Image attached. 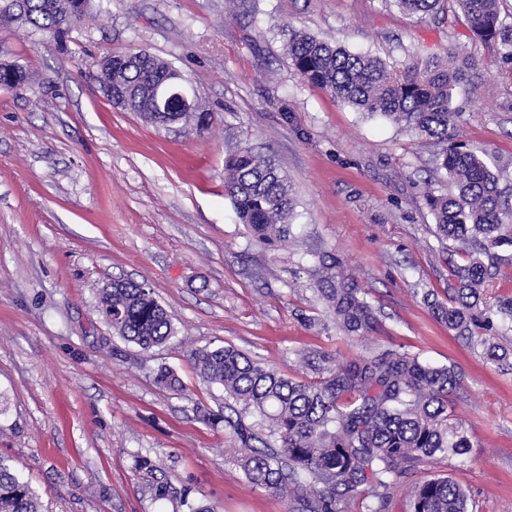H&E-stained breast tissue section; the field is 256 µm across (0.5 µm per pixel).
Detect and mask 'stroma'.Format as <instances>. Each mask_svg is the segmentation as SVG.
<instances>
[{"label":"stroma","instance_id":"obj_1","mask_svg":"<svg viewBox=\"0 0 512 512\" xmlns=\"http://www.w3.org/2000/svg\"><path fill=\"white\" fill-rule=\"evenodd\" d=\"M288 26L397 72L451 49L472 56L453 140L512 177V66L473 38L456 0L422 20L394 0H91L62 41L0 24V59L28 74L0 88V456L41 512H182L183 496L214 512H289L246 479L224 392L188 361L210 343L306 381L318 374L301 355L342 363L377 345L455 366L464 381L448 399L471 446L410 484L443 474L473 512H512V373L417 294L448 286V243L425 199L447 188L426 183L439 147L304 81ZM127 49L187 76L209 127H157L115 107L93 76ZM243 146L291 178L295 242L258 244L239 222L224 159ZM325 254L378 309L375 331L337 330L316 293ZM116 278L152 289L177 330L170 343L144 351L103 321L100 292ZM163 368L184 393L157 384Z\"/></svg>","mask_w":512,"mask_h":512}]
</instances>
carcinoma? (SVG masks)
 I'll return each instance as SVG.
<instances>
[{
    "label": "carcinoma",
    "instance_id": "cac0c4a2",
    "mask_svg": "<svg viewBox=\"0 0 512 512\" xmlns=\"http://www.w3.org/2000/svg\"><path fill=\"white\" fill-rule=\"evenodd\" d=\"M423 19L441 0H394ZM474 35L496 47L512 63V25L503 21L499 0H456ZM89 0H0V23L21 22L64 35L87 12ZM288 58L308 83L326 89L360 112L379 115L442 149L436 170L445 173L448 192L427 194L440 237L457 244L463 263L448 259L446 300L423 291L448 330L481 348L487 361L509 368L512 354L498 337L512 332V298L492 306L484 298L501 267L512 266V178L492 170L485 155L448 144L457 112L454 91L466 79L473 60L448 53L391 71L381 59L352 53L313 35L288 33ZM112 63V102L138 113L146 122L164 125L151 111L158 83L173 75V65L143 51H117ZM27 75L16 64L0 63V86L16 88ZM224 190L252 239L260 244L285 242L291 236L295 207L293 184L266 156L242 147L224 160ZM340 261L321 260L318 291L333 314L336 328L362 336L378 326L365 291L338 275ZM100 309L113 332L142 349L175 336L172 318L150 289L114 279L103 291ZM200 376L224 389L225 398L241 404L268 423L263 437L242 421L224 417L238 444V464L247 479L295 504L298 512H386L392 491L417 468L439 455H461L470 447L459 419L448 410V395L464 381L454 366H434L402 348H386L338 365L323 357L313 381L285 377L235 347L193 348L188 354ZM157 383L185 391L172 373ZM468 491L448 476L414 485L411 512H469ZM0 512H40L39 495L29 481L0 458Z\"/></svg>",
    "mask_w": 512,
    "mask_h": 512
}]
</instances>
